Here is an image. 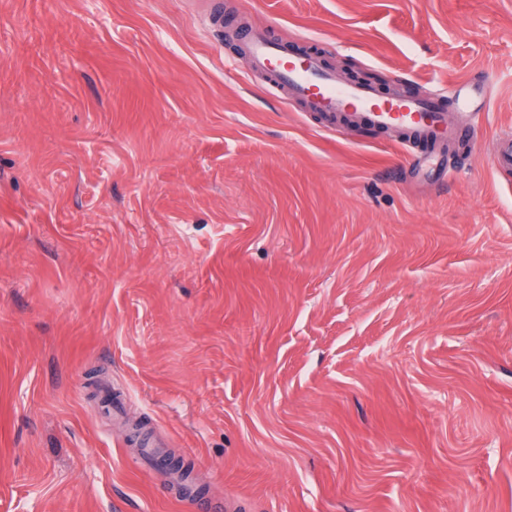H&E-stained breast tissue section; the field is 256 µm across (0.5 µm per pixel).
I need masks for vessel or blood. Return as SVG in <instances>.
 Wrapping results in <instances>:
<instances>
[{
	"label": "vessel or blood",
	"mask_w": 512,
	"mask_h": 512,
	"mask_svg": "<svg viewBox=\"0 0 512 512\" xmlns=\"http://www.w3.org/2000/svg\"><path fill=\"white\" fill-rule=\"evenodd\" d=\"M233 38L237 52L250 60L254 71L287 87L304 111L318 113L325 131L369 129L397 137L401 147L412 148L418 166L435 163L449 144L478 138L475 128L449 121L435 97L385 96L371 86L346 82L320 54L286 51L268 27H240ZM488 152L497 172L512 171V132L496 136Z\"/></svg>",
	"instance_id": "vessel-or-blood-1"
}]
</instances>
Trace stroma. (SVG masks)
Listing matches in <instances>:
<instances>
[{"mask_svg":"<svg viewBox=\"0 0 512 512\" xmlns=\"http://www.w3.org/2000/svg\"><path fill=\"white\" fill-rule=\"evenodd\" d=\"M224 2L512 128V0ZM285 97L205 0H0V512H512V174Z\"/></svg>","mask_w":512,"mask_h":512,"instance_id":"obj_1","label":"stroma"}]
</instances>
